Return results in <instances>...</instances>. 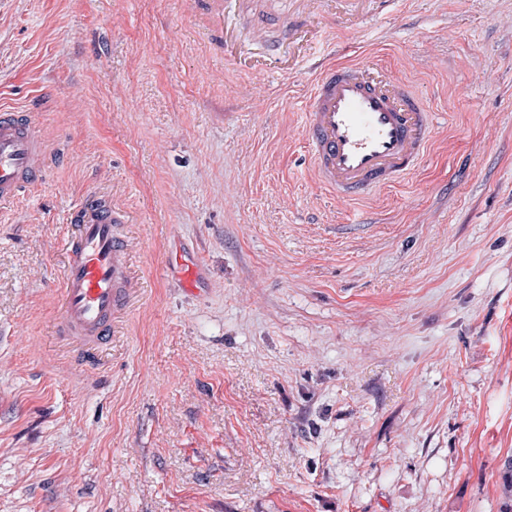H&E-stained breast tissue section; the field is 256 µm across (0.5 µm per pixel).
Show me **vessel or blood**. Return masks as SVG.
<instances>
[{
  "instance_id": "1",
  "label": "vessel or blood",
  "mask_w": 512,
  "mask_h": 512,
  "mask_svg": "<svg viewBox=\"0 0 512 512\" xmlns=\"http://www.w3.org/2000/svg\"><path fill=\"white\" fill-rule=\"evenodd\" d=\"M308 163L345 199H359L414 172L426 155L434 118L405 83L377 65L322 62L303 109ZM46 150L31 119L0 113V202L42 178ZM78 233L62 270L64 308L57 332L78 345L107 341L130 284L125 218L104 197L75 213Z\"/></svg>"
}]
</instances>
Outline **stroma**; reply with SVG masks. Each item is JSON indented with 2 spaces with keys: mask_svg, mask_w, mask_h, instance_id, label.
Here are the masks:
<instances>
[{
  "mask_svg": "<svg viewBox=\"0 0 512 512\" xmlns=\"http://www.w3.org/2000/svg\"><path fill=\"white\" fill-rule=\"evenodd\" d=\"M292 12L0 0V108L49 155L0 205V512H500L512 0L303 14L439 115L420 167L355 202L304 162L330 48L289 53ZM95 194L126 213L132 296L91 368L56 325Z\"/></svg>",
  "mask_w": 512,
  "mask_h": 512,
  "instance_id": "obj_1",
  "label": "stroma"
}]
</instances>
